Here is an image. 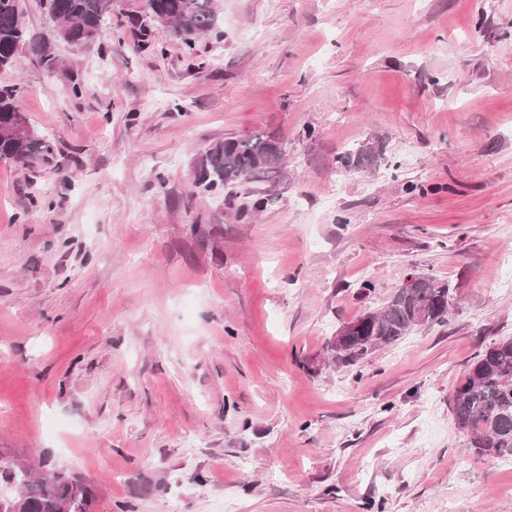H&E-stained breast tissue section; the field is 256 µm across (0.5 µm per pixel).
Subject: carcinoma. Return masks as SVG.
Listing matches in <instances>:
<instances>
[{
  "label": "carcinoma",
  "instance_id": "obj_1",
  "mask_svg": "<svg viewBox=\"0 0 512 512\" xmlns=\"http://www.w3.org/2000/svg\"><path fill=\"white\" fill-rule=\"evenodd\" d=\"M19 0H0V71L17 66L19 52L33 44L39 64L48 72L59 68L55 41H32L23 26ZM49 19L56 24V41L82 47L93 41L103 26L104 0H45ZM149 12L168 17L172 33L193 49L202 35L224 39L220 30L219 0H149ZM20 88L0 87V162H23L49 153L47 140L38 136L18 111ZM378 157L364 145L339 157L342 166L361 168ZM279 142L265 134L227 137L201 156L197 184L206 190L233 189L262 174L278 170ZM448 282L419 277L410 288H396L385 305L347 323L350 331L330 344L333 361L353 366L377 350L389 347L416 327L448 322L451 314ZM457 428L467 447L480 456L512 458V338L488 344L455 387L449 401ZM16 488L17 512H89L92 491L79 477L55 466L45 456L39 470L0 463V484Z\"/></svg>",
  "mask_w": 512,
  "mask_h": 512
}]
</instances>
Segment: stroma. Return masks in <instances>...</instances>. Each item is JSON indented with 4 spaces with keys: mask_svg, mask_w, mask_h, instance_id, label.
<instances>
[{
    "mask_svg": "<svg viewBox=\"0 0 512 512\" xmlns=\"http://www.w3.org/2000/svg\"><path fill=\"white\" fill-rule=\"evenodd\" d=\"M220 10L223 41L189 50L112 0L56 72L27 46L0 71L52 143L0 162V462L49 453L91 512H512V459L449 409L512 336V0ZM253 133L287 166L240 220L194 175ZM411 273L448 281V322L330 363ZM378 157L375 147L372 145L361 146L355 152H347L339 157L342 166L348 168H361L368 164H372Z\"/></svg>",
    "mask_w": 512,
    "mask_h": 512,
    "instance_id": "stroma-1",
    "label": "stroma"
}]
</instances>
